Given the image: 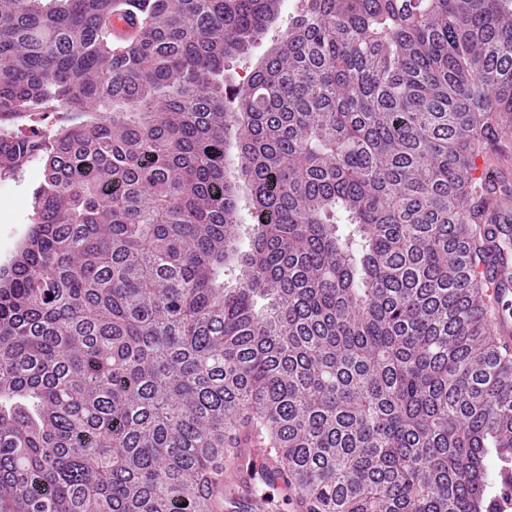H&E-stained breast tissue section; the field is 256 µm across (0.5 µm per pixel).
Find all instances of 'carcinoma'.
I'll return each mask as SVG.
<instances>
[{
    "label": "carcinoma",
    "instance_id": "1",
    "mask_svg": "<svg viewBox=\"0 0 512 512\" xmlns=\"http://www.w3.org/2000/svg\"><path fill=\"white\" fill-rule=\"evenodd\" d=\"M0 0V512H484L512 356L476 270L512 0ZM73 116L27 135L46 112ZM246 198L250 224H241ZM271 449L248 466L242 438ZM299 6V0H287L277 25L266 34L258 48L254 49L249 56L240 57L229 62L228 69L230 70L228 73L233 77L234 83L242 81L245 76L249 74V72L254 68L257 59L266 52L273 40L277 38V35L288 26V21L294 15ZM42 180L38 164L27 167L19 179L0 180V266L13 259L29 232L31 200ZM490 332L500 347L512 353V318L495 315Z\"/></svg>",
    "mask_w": 512,
    "mask_h": 512
}]
</instances>
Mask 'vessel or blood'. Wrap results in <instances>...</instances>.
<instances>
[{
	"mask_svg": "<svg viewBox=\"0 0 512 512\" xmlns=\"http://www.w3.org/2000/svg\"><path fill=\"white\" fill-rule=\"evenodd\" d=\"M482 275L487 294L497 299L512 295V206L502 208L494 224L488 227V249ZM498 512H512V469L500 471L494 497Z\"/></svg>",
	"mask_w": 512,
	"mask_h": 512,
	"instance_id": "1",
	"label": "vessel or blood"
}]
</instances>
